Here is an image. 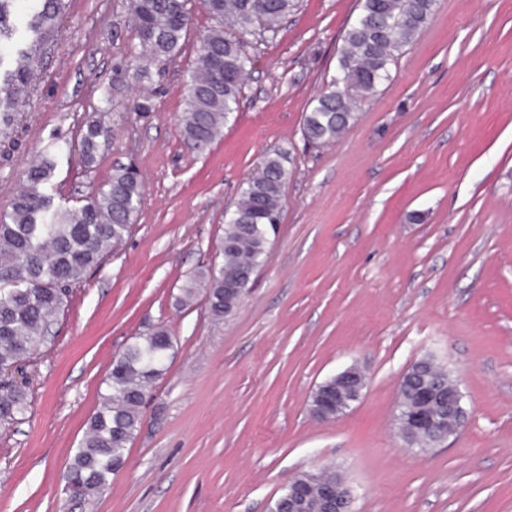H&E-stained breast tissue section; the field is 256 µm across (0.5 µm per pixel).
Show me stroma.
I'll list each match as a JSON object with an SVG mask.
<instances>
[{"mask_svg":"<svg viewBox=\"0 0 512 512\" xmlns=\"http://www.w3.org/2000/svg\"><path fill=\"white\" fill-rule=\"evenodd\" d=\"M190 8L180 56L137 86L118 70L136 46L125 0H70L38 91L0 144V210L91 116L110 143L90 168L62 156L57 196H88L119 164L143 179L129 237L72 288L22 368L31 407L0 436V512H266L290 479L325 466L345 477L352 512H512V0H438L357 123L322 148L304 140L303 115L338 75L356 0H303L201 154L179 124L212 21ZM142 97L151 111H133ZM276 150L282 221L237 312L213 323L205 295L187 308L176 297L221 262L224 212ZM159 324L174 353L125 467L70 499L63 475L113 356ZM426 355L451 370L468 419L420 453L398 435L395 402ZM353 363L367 372L362 398L315 419V387Z\"/></svg>","mask_w":512,"mask_h":512,"instance_id":"1","label":"stroma"}]
</instances>
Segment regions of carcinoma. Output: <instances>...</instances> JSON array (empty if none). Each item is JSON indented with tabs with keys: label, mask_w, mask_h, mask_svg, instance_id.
<instances>
[{
	"label": "carcinoma",
	"mask_w": 512,
	"mask_h": 512,
	"mask_svg": "<svg viewBox=\"0 0 512 512\" xmlns=\"http://www.w3.org/2000/svg\"><path fill=\"white\" fill-rule=\"evenodd\" d=\"M15 0H0V141L11 137L21 112L39 82L42 46L60 26L66 0H28L24 29L12 20ZM190 0H126L139 50L124 62L122 74L138 83L164 73L181 53L191 25ZM300 0H200L214 21L185 77L181 134L202 153L223 133L239 110L245 80L254 62L246 47L277 37ZM437 0H357L358 19L341 38V76L314 95L303 116L302 136L318 146L336 142L356 124L361 105L390 80V66L411 45L434 15ZM109 142V129L89 119L80 138L84 165L95 163ZM62 148L40 155L22 175L20 188L0 212V372L29 358L50 335L54 316L65 306L70 288L99 268L131 232L143 198L142 177L118 165L111 178L74 206L54 203L48 193ZM288 171L283 154H270L263 170L243 182L224 218L222 263L200 271L181 288L185 305L202 289L210 317L220 322L237 309L238 296H224V275L246 279L267 254L268 225L281 218ZM174 337L159 325L112 360L97 410L74 450L65 489L89 499L109 484L127 461L153 386L166 371ZM431 372L436 401L448 398V370L435 362ZM322 400L328 418L336 417V376L325 379L311 401ZM412 387L402 385L396 406L401 420L412 405ZM29 408L27 386L0 379V434L7 435Z\"/></svg>",
	"instance_id": "obj_1"
}]
</instances>
